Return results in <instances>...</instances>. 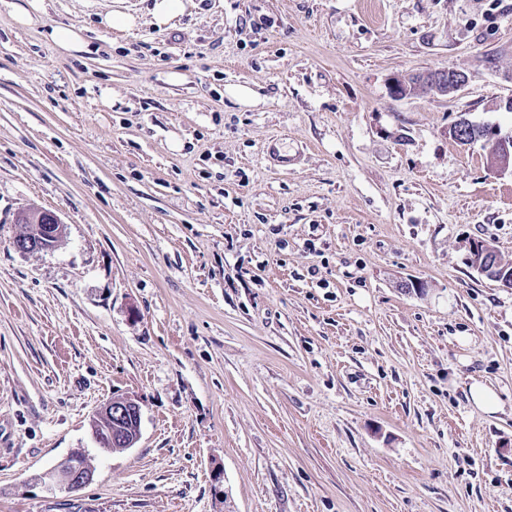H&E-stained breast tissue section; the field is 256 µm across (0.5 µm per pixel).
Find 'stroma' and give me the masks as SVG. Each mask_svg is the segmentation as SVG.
<instances>
[{
	"label": "stroma",
	"mask_w": 512,
	"mask_h": 512,
	"mask_svg": "<svg viewBox=\"0 0 512 512\" xmlns=\"http://www.w3.org/2000/svg\"><path fill=\"white\" fill-rule=\"evenodd\" d=\"M17 2L0 512H512V290L466 263L474 239L512 261V175L449 136L512 130V0H188L160 28L152 0H43L31 27ZM117 9L140 25L100 27ZM443 68L467 85L390 93ZM27 209L59 216L57 246L15 250ZM117 397L141 406L122 452L90 427ZM78 448L94 478L62 490ZM41 36L57 51L67 55H82L92 51L83 35V29L61 23L50 24L41 31ZM468 392L470 399L484 412L496 413L500 410L497 395L489 387L474 383L469 387Z\"/></svg>",
	"instance_id": "stroma-1"
}]
</instances>
